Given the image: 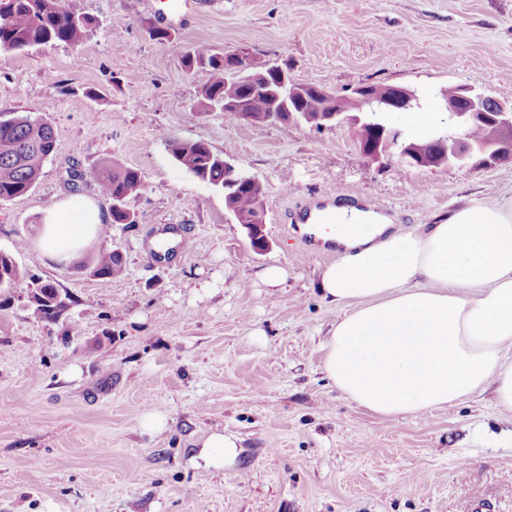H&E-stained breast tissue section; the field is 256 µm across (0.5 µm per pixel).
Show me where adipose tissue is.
Instances as JSON below:
<instances>
[{"instance_id":"ef3b65f1","label":"adipose tissue","mask_w":512,"mask_h":512,"mask_svg":"<svg viewBox=\"0 0 512 512\" xmlns=\"http://www.w3.org/2000/svg\"><path fill=\"white\" fill-rule=\"evenodd\" d=\"M97 204L66 198L48 209L38 246L66 263L99 236ZM302 233L336 252L317 289L342 309L325 342L327 377L385 418L453 405L484 385L512 410V189L406 230L373 211L340 207Z\"/></svg>"}]
</instances>
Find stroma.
<instances>
[{
    "label": "stroma",
    "instance_id": "obj_1",
    "mask_svg": "<svg viewBox=\"0 0 512 512\" xmlns=\"http://www.w3.org/2000/svg\"><path fill=\"white\" fill-rule=\"evenodd\" d=\"M66 2L96 21L88 47L0 50V114L55 134L35 187L0 203V251L25 273L0 292V512H512V411L492 386L391 420L328 379L337 311L314 283L335 253L284 220L333 187L402 228L433 224L511 189L512 161L371 164L348 120L232 124L199 103L207 71L181 63L199 44L246 49L340 95L416 90L439 121L451 83L512 102V0H188L167 20L162 0ZM159 27L169 40L152 38ZM171 139L204 141L261 181L264 247L174 161ZM106 159L144 177L134 223L49 262L36 245L46 209L91 198L111 213L93 177ZM105 250L123 277L93 275ZM271 266L287 273L276 287ZM37 279L69 296L58 321L27 308ZM216 430L237 454L207 469L200 441Z\"/></svg>",
    "mask_w": 512,
    "mask_h": 512
}]
</instances>
